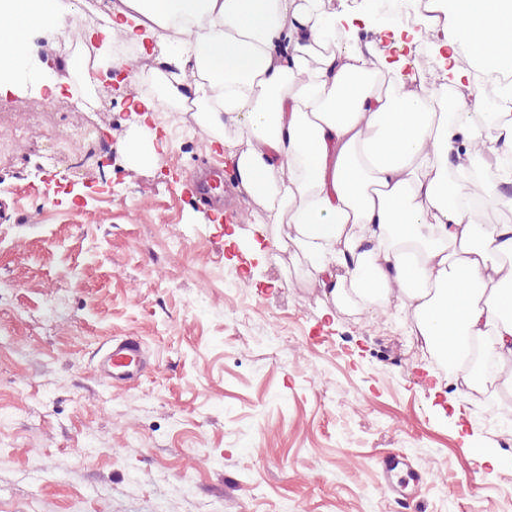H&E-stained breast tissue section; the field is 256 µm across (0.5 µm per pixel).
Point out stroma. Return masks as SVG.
I'll return each mask as SVG.
<instances>
[{
  "mask_svg": "<svg viewBox=\"0 0 512 512\" xmlns=\"http://www.w3.org/2000/svg\"><path fill=\"white\" fill-rule=\"evenodd\" d=\"M60 39L37 45L63 94L0 91L26 129L0 150V512H503L512 422L403 315L333 302L288 251L237 256L257 233L228 154L160 111L163 148L130 164L150 85L85 87ZM199 170L224 180L208 209ZM127 337L150 365L117 388L95 355Z\"/></svg>",
  "mask_w": 512,
  "mask_h": 512,
  "instance_id": "stroma-1",
  "label": "stroma"
}]
</instances>
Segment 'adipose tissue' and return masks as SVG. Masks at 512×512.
<instances>
[{
	"label": "adipose tissue",
	"mask_w": 512,
	"mask_h": 512,
	"mask_svg": "<svg viewBox=\"0 0 512 512\" xmlns=\"http://www.w3.org/2000/svg\"><path fill=\"white\" fill-rule=\"evenodd\" d=\"M456 2L427 4L437 81L403 71L419 34L375 26L370 8L352 16L334 0H107L105 26L84 35L98 50L83 80L98 85L108 61L194 112L262 207L254 223L287 225L289 249L332 300L407 311L424 348L460 368L469 389L472 355L512 358V267L500 261L512 257V225L478 221L458 176L479 169L481 188L496 189L480 159L512 153V114L488 124L481 94L459 97L475 81L460 53L489 45L512 62V36L500 27L512 0H494L469 23ZM74 8L0 0V84L59 95L36 40L61 31ZM371 30L377 41H362ZM119 40L150 42L166 71L112 56Z\"/></svg>",
	"instance_id": "adipose-tissue-1"
}]
</instances>
